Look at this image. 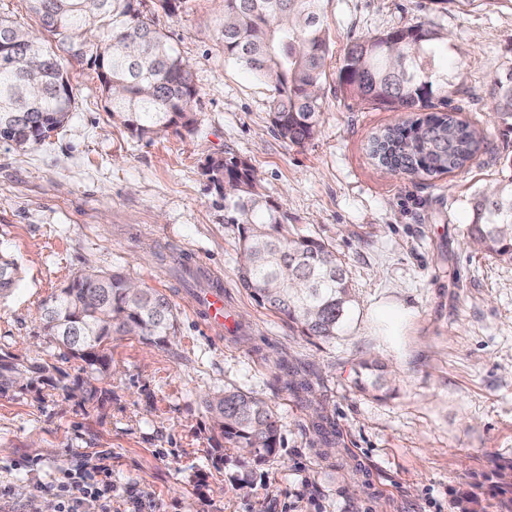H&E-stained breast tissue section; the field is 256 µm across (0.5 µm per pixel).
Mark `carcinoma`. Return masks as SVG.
Here are the masks:
<instances>
[{"instance_id": "carcinoma-1", "label": "carcinoma", "mask_w": 512, "mask_h": 512, "mask_svg": "<svg viewBox=\"0 0 512 512\" xmlns=\"http://www.w3.org/2000/svg\"><path fill=\"white\" fill-rule=\"evenodd\" d=\"M46 32L71 57L101 70L112 116L138 138L195 123L197 91L188 66L167 37L130 0H30ZM322 0H225L224 52L271 84V124L285 142L301 145L314 136L323 107L329 41L321 20ZM351 97L392 112H417L383 135L390 143L389 164L414 176H434L463 168L481 140L474 127L448 108V75L435 71L430 32L396 28L350 46L337 72ZM74 104L67 75L50 51L29 33L0 21V141L20 147L40 143L62 128ZM495 114L512 126V76L499 83ZM205 174L219 188L238 183L236 215L241 225L239 278L256 300L285 314L306 336L333 339L351 305L343 264L323 241L293 237L273 212L252 197L254 172L235 158L212 159ZM467 227L468 243L512 260V183L479 194ZM19 269L0 254V297L15 284ZM43 330L65 355L81 362L84 373L104 377L110 368L106 343L114 334H133L163 343L175 333L168 300L150 289L133 288L119 272H87L74 277L43 305ZM378 366L363 362L357 386L379 392ZM50 369L29 370L0 356V392L25 391ZM222 437L255 458L275 452L277 421L262 400L226 391L208 401Z\"/></svg>"}]
</instances>
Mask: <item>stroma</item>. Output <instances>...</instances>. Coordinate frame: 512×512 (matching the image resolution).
<instances>
[{
  "label": "stroma",
  "mask_w": 512,
  "mask_h": 512,
  "mask_svg": "<svg viewBox=\"0 0 512 512\" xmlns=\"http://www.w3.org/2000/svg\"><path fill=\"white\" fill-rule=\"evenodd\" d=\"M139 8L189 63L192 127L138 139L112 120L96 73L62 63L75 104L65 128L26 148L0 142V252L21 274L0 298V354L55 366L56 380L0 393V512L64 501L68 472L91 491L112 485V512H459L495 504L512 462V261L467 243L471 200L512 180V130L492 110L512 76V0H323L330 55L317 133L303 145L272 129V89L224 53V0ZM422 26L436 35L448 105L485 133L463 169L392 172L370 153L399 115L359 105L336 63L366 36ZM255 171L253 192L296 236L324 241L348 271L355 305L333 340L302 335L241 285L234 197L208 178L212 158ZM118 271L164 294L174 336L115 335L106 378L87 393L39 319L74 276ZM224 286V331L208 332L197 283ZM411 308L398 336L372 318ZM385 390L361 392L360 362ZM240 390L275 413L280 444L241 454L217 436L205 401ZM330 422L331 438L316 429Z\"/></svg>",
  "instance_id": "35a3bbf8"
}]
</instances>
